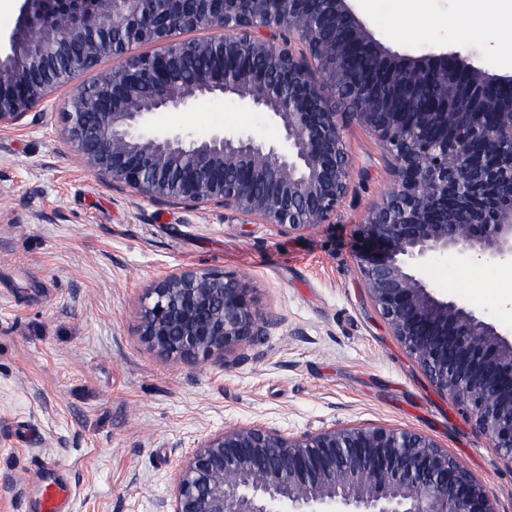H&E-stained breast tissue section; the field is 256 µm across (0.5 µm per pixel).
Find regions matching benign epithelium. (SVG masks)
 <instances>
[{
  "mask_svg": "<svg viewBox=\"0 0 512 512\" xmlns=\"http://www.w3.org/2000/svg\"><path fill=\"white\" fill-rule=\"evenodd\" d=\"M0 32V128L37 123L60 87L118 56L110 74L73 87L65 132L112 187L151 202L208 208L281 236L336 223L350 191L346 131L379 146L393 186L358 224L367 296L434 388L512 460V333L426 278L438 259L512 264V104L490 126V73L440 46L398 52L353 0H18ZM219 29L218 39L183 35ZM152 50L140 52L141 46ZM353 51L384 67L390 88L360 84L336 105ZM432 82L451 103L403 112L399 88ZM229 99L278 129L157 130L153 114ZM279 324L254 309L249 283L221 269L177 267L151 289L138 329L184 362L227 352ZM155 512H498L487 487L431 437L346 425L291 435L264 425L209 433Z\"/></svg>",
  "mask_w": 512,
  "mask_h": 512,
  "instance_id": "benign-epithelium-1",
  "label": "benign epithelium"
}]
</instances>
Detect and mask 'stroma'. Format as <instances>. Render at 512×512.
Listing matches in <instances>:
<instances>
[{
	"instance_id": "obj_1",
	"label": "stroma",
	"mask_w": 512,
	"mask_h": 512,
	"mask_svg": "<svg viewBox=\"0 0 512 512\" xmlns=\"http://www.w3.org/2000/svg\"><path fill=\"white\" fill-rule=\"evenodd\" d=\"M360 15L394 49L435 42L512 75L495 19L468 0H371ZM70 94L59 88L38 124L0 131V474L22 489L0 512H37L54 480L69 485L72 512H153L198 439L252 423L291 435L357 424L431 436L487 486L498 512H512V463L434 389L364 289L356 229L391 176L362 130L346 134L351 189L335 223L284 237L98 178L64 135ZM152 123L278 136L228 100ZM185 265L247 279L255 308L279 325L224 367L160 355L135 313L148 288ZM426 276L512 330V265L440 260Z\"/></svg>"
}]
</instances>
